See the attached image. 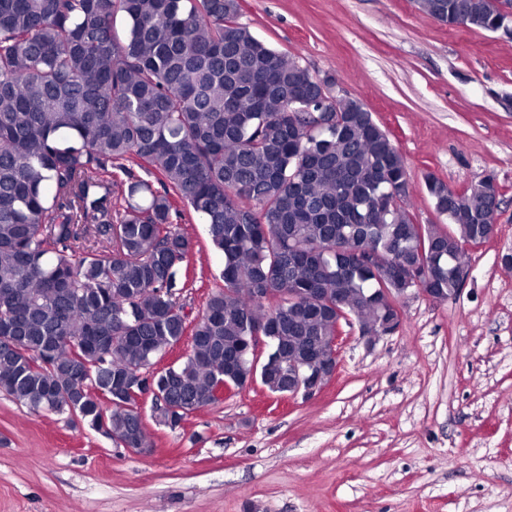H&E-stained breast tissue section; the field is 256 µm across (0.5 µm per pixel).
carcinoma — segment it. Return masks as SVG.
<instances>
[{
    "label": "carcinoma",
    "mask_w": 512,
    "mask_h": 512,
    "mask_svg": "<svg viewBox=\"0 0 512 512\" xmlns=\"http://www.w3.org/2000/svg\"><path fill=\"white\" fill-rule=\"evenodd\" d=\"M450 27H500L492 0H415ZM239 0H0V392L34 414L76 415L121 448H149L131 389L153 380L175 429L226 388L289 392L288 366L343 327L397 316L403 284L367 249L457 292L448 265L489 240L500 188L428 175L448 224H420L405 159L359 100L239 21ZM325 111L308 112L316 100ZM135 159L141 172L126 165ZM224 259L196 318L185 313L194 242ZM269 337L274 364L252 352ZM173 349H172L173 352L171 353L170 358H179L180 360H182L183 357H185L189 351L188 338L185 337L181 341V343ZM172 350H170L162 359H160L157 364H155L154 366H151L147 370L146 373L141 375L140 379L142 380V383L140 386L142 388V391L137 396V400L139 401L140 404L143 402H146L150 398V396L153 392L152 385H151L152 374L156 373L158 371H161L164 368H168L170 365H172L173 362L167 361V357ZM144 379H146V382H144Z\"/></svg>",
    "instance_id": "1"
}]
</instances>
